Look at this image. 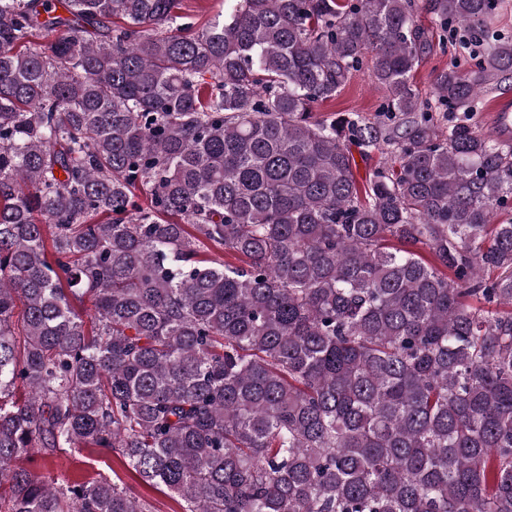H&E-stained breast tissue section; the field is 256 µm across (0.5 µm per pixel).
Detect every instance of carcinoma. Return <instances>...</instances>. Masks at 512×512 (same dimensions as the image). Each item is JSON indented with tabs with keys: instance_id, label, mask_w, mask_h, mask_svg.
Returning a JSON list of instances; mask_svg holds the SVG:
<instances>
[{
	"instance_id": "1",
	"label": "carcinoma",
	"mask_w": 512,
	"mask_h": 512,
	"mask_svg": "<svg viewBox=\"0 0 512 512\" xmlns=\"http://www.w3.org/2000/svg\"><path fill=\"white\" fill-rule=\"evenodd\" d=\"M178 2L0 0V512H153L20 465L84 447L184 512H512V146L435 116L502 0ZM226 0H181L182 13L188 14L190 20L202 27L217 14L227 11L230 2ZM468 50L459 49L457 46H451L448 43V48L445 53L437 49L436 53L427 57L417 68L414 75V83L418 93L422 99L431 98V80L437 70L445 68L448 63L453 62L460 65L461 69H466L468 66L464 65V53ZM385 92L371 79L364 67L356 72L350 82L333 98L314 104L313 115L323 119L333 112H359L367 118L378 115Z\"/></svg>"
}]
</instances>
